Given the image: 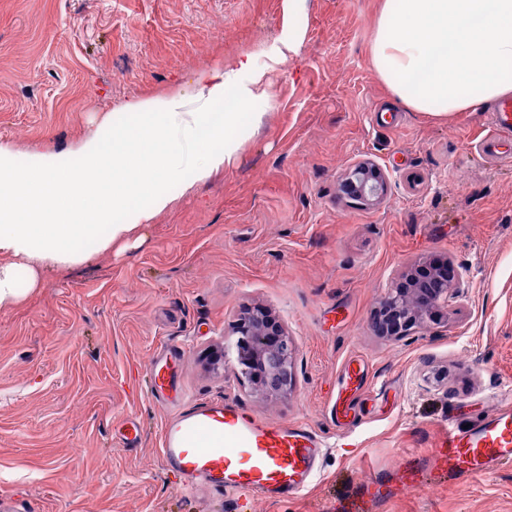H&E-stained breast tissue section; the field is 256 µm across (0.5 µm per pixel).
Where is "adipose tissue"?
<instances>
[{"label":"adipose tissue","instance_id":"adipose-tissue-1","mask_svg":"<svg viewBox=\"0 0 512 512\" xmlns=\"http://www.w3.org/2000/svg\"><path fill=\"white\" fill-rule=\"evenodd\" d=\"M377 76L406 108L440 121L512 96V0H383L371 43ZM264 73L253 55L206 74L209 105L176 123V98L140 104L129 121L106 117L72 154L35 151L25 162L0 146V307L36 288L50 266L80 261L82 240L128 243L173 202L163 187L192 167L195 181L225 168L263 123ZM134 213L131 224L114 221Z\"/></svg>","mask_w":512,"mask_h":512}]
</instances>
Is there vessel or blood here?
Masks as SVG:
<instances>
[{
    "mask_svg": "<svg viewBox=\"0 0 512 512\" xmlns=\"http://www.w3.org/2000/svg\"><path fill=\"white\" fill-rule=\"evenodd\" d=\"M492 130L478 143L487 156L512 160V103L493 112ZM151 395L169 402V373L150 369ZM163 430L162 458L180 473L186 488L227 496L296 498L308 489L327 442L306 422L271 423L235 403L178 399ZM512 463V396H499L492 412L469 427L449 424L435 455L450 481L473 478Z\"/></svg>",
    "mask_w": 512,
    "mask_h": 512,
    "instance_id": "vessel-or-blood-1",
    "label": "vessel or blood"
}]
</instances>
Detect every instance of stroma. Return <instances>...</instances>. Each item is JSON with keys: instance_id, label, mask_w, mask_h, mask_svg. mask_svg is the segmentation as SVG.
<instances>
[{"instance_id": "35a3bbf8", "label": "stroma", "mask_w": 512, "mask_h": 512, "mask_svg": "<svg viewBox=\"0 0 512 512\" xmlns=\"http://www.w3.org/2000/svg\"><path fill=\"white\" fill-rule=\"evenodd\" d=\"M382 0H0V145L17 158L75 151L110 113L175 97L207 111L206 73L270 45L260 131L234 162L184 190L139 240L46 270L0 308V512H512V466L469 487L433 454L449 417L490 411L512 381V163L477 144L488 109L441 123L404 108L370 58ZM378 164L376 206L342 197L355 163ZM449 259L467 288L447 324L400 342L371 326L379 295L411 261ZM263 304L297 345L298 386L263 397L224 330ZM224 345V371L206 354ZM199 401L228 399L329 437L309 490L292 499L183 490L164 467L170 415L151 397L156 349ZM364 361L346 412L344 363ZM137 428L135 441L125 439ZM424 489L403 485L402 465ZM299 37L293 31H285L264 53L271 64L268 67L280 65L287 60L289 54L297 53Z\"/></svg>"}]
</instances>
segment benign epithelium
Instances as JSON below:
<instances>
[{
  "label": "benign epithelium",
  "instance_id": "obj_1",
  "mask_svg": "<svg viewBox=\"0 0 512 512\" xmlns=\"http://www.w3.org/2000/svg\"><path fill=\"white\" fill-rule=\"evenodd\" d=\"M387 188L386 174L370 161L353 165L340 183L341 194L368 204L379 203ZM461 288V273L449 263L412 264L382 293L373 328L397 342L429 329L448 318L450 307L462 297ZM228 335L236 337L240 373L257 394L277 396L296 386V347L284 322L269 309H244Z\"/></svg>",
  "mask_w": 512,
  "mask_h": 512
}]
</instances>
